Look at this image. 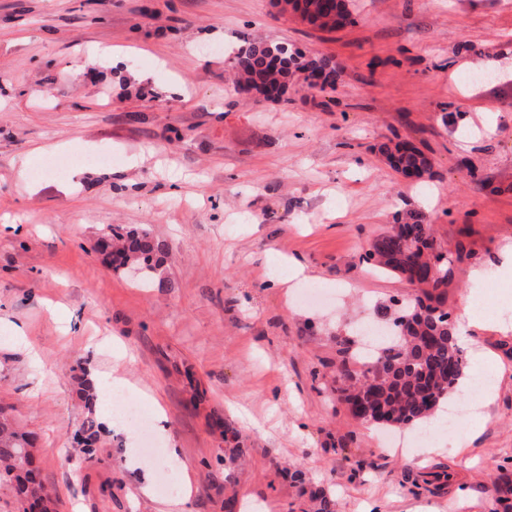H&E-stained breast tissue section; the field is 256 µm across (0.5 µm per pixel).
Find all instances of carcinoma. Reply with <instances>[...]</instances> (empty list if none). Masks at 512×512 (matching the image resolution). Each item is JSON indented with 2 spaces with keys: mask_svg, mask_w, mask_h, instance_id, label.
Returning a JSON list of instances; mask_svg holds the SVG:
<instances>
[{
  "mask_svg": "<svg viewBox=\"0 0 512 512\" xmlns=\"http://www.w3.org/2000/svg\"><path fill=\"white\" fill-rule=\"evenodd\" d=\"M281 10L301 12V18L322 30H336L354 22L348 0H277ZM236 87L246 93L257 83L270 87L288 82L292 70L302 68L300 55L285 45L254 44L236 55ZM390 167L408 177L421 178L431 172L432 162L410 145L397 142L381 146ZM106 263L132 265L142 280L158 281L162 276L161 247L145 228L124 233L115 227L103 232L97 243ZM465 248L456 258L443 257L433 226L420 210L397 215L396 223L377 235L365 253L367 261L382 275L396 276L417 287L418 292L392 310L377 309V316L393 330V338L380 348L370 363L352 368L349 360L352 340L336 339L341 363L336 367V398L352 407L353 417L362 424L408 429L433 419L460 391L467 356L457 344L454 324L443 309L453 260H462ZM100 426L86 420L77 435L87 455L100 441ZM33 436L0 418V480L13 485L23 500L42 489L37 483L33 459L23 457L33 447Z\"/></svg>",
  "mask_w": 512,
  "mask_h": 512,
  "instance_id": "cac0c4a2",
  "label": "carcinoma"
}]
</instances>
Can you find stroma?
<instances>
[{
  "mask_svg": "<svg viewBox=\"0 0 512 512\" xmlns=\"http://www.w3.org/2000/svg\"><path fill=\"white\" fill-rule=\"evenodd\" d=\"M353 9L355 25L325 31L273 0H0V411L35 438L50 512H169L173 494L142 495L138 476L177 482L184 464L186 512L230 496L236 512H490L512 477L511 277L483 289L490 316L464 347L466 379L491 371L495 397L467 394L474 413L430 454L387 447L331 385L337 337L411 291L363 259L396 212L423 211L448 255L465 248L455 317L473 270L512 249V69L475 78L512 50V0ZM253 41L333 57L342 77L328 94L299 74L277 101L239 92L235 54ZM97 44L120 64L78 72ZM390 140L422 149L432 175L394 172L377 151ZM75 154L110 160L67 186L51 163ZM110 224L148 225L171 288L103 262ZM116 335L133 360L117 361ZM115 375L163 409L160 460L126 419L94 456L78 446L107 408L86 407L80 380Z\"/></svg>",
  "mask_w": 512,
  "mask_h": 512,
  "instance_id": "1",
  "label": "stroma"
}]
</instances>
